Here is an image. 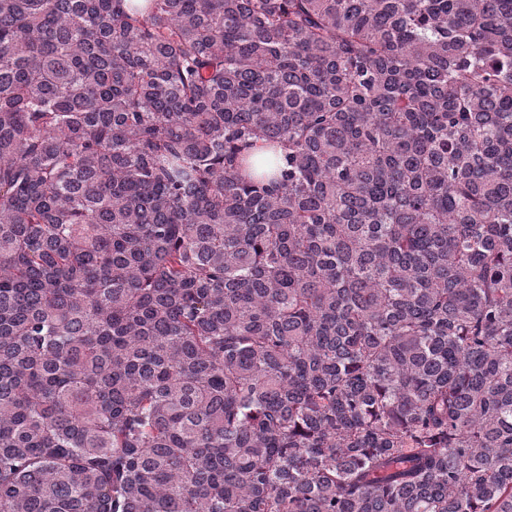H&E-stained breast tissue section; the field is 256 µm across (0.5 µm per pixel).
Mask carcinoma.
I'll return each mask as SVG.
<instances>
[{
    "label": "carcinoma",
    "mask_w": 512,
    "mask_h": 512,
    "mask_svg": "<svg viewBox=\"0 0 512 512\" xmlns=\"http://www.w3.org/2000/svg\"><path fill=\"white\" fill-rule=\"evenodd\" d=\"M0 512H512V0H0Z\"/></svg>",
    "instance_id": "1"
}]
</instances>
